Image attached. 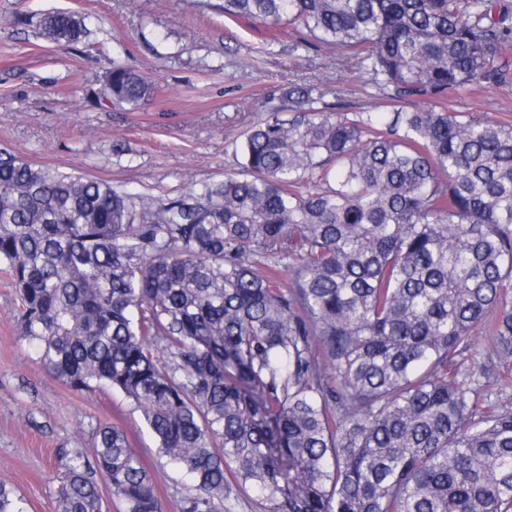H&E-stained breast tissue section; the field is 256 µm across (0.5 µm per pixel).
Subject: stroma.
Listing matches in <instances>:
<instances>
[{
	"label": "stroma",
	"mask_w": 512,
	"mask_h": 512,
	"mask_svg": "<svg viewBox=\"0 0 512 512\" xmlns=\"http://www.w3.org/2000/svg\"><path fill=\"white\" fill-rule=\"evenodd\" d=\"M220 0H0V18L66 9L89 41L57 44L0 25V154L126 191L173 198L237 171L232 141L288 83H314L347 112H389V92L330 51L293 50L291 31L226 19ZM155 82L138 109L101 108L114 58ZM448 111L512 122V86L449 94ZM122 143V156L112 152ZM18 301L0 270V483L28 512H55L65 452H91L102 425L122 429L150 472L161 512H180L191 482L161 459L141 414L116 391L80 393L46 371L17 335Z\"/></svg>",
	"instance_id": "1"
}]
</instances>
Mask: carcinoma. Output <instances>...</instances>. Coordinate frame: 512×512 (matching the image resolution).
Listing matches in <instances>:
<instances>
[{
	"instance_id": "obj_1",
	"label": "carcinoma",
	"mask_w": 512,
	"mask_h": 512,
	"mask_svg": "<svg viewBox=\"0 0 512 512\" xmlns=\"http://www.w3.org/2000/svg\"><path fill=\"white\" fill-rule=\"evenodd\" d=\"M300 29L400 101L328 111L291 84L233 140L240 171L146 200L0 156V268L19 336L75 391L117 390L192 482L181 512H512V123L445 110L512 86L507 0H223ZM36 24L77 44L85 17ZM112 63L99 105L153 93ZM160 512L120 429L66 454L55 512ZM0 512H27L0 484Z\"/></svg>"
}]
</instances>
